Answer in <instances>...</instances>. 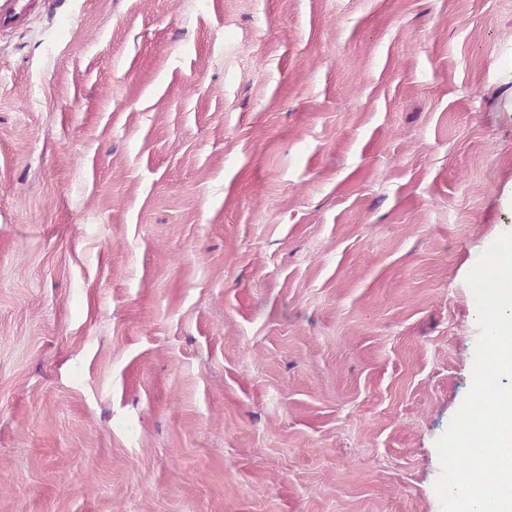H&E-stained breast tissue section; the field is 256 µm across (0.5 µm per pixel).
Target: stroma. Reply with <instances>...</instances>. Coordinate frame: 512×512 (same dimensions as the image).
I'll list each match as a JSON object with an SVG mask.
<instances>
[{
	"instance_id": "1",
	"label": "stroma",
	"mask_w": 512,
	"mask_h": 512,
	"mask_svg": "<svg viewBox=\"0 0 512 512\" xmlns=\"http://www.w3.org/2000/svg\"><path fill=\"white\" fill-rule=\"evenodd\" d=\"M34 2L0 27V512H441L512 0Z\"/></svg>"
}]
</instances>
